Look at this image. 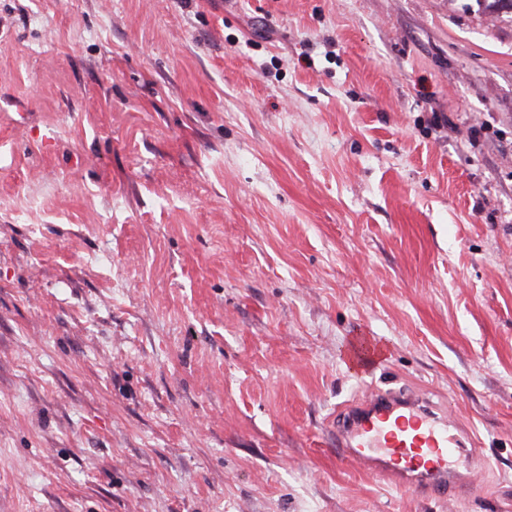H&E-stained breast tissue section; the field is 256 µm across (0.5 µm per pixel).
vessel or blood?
I'll return each mask as SVG.
<instances>
[{
  "label": "vessel or blood",
  "instance_id": "obj_1",
  "mask_svg": "<svg viewBox=\"0 0 512 512\" xmlns=\"http://www.w3.org/2000/svg\"><path fill=\"white\" fill-rule=\"evenodd\" d=\"M361 373L384 360L371 337H356L350 351ZM336 454L391 477L397 486L445 497L468 490L458 461L470 458L462 439L447 420L433 416L418 399L403 394L374 396L354 409L336 432Z\"/></svg>",
  "mask_w": 512,
  "mask_h": 512
}]
</instances>
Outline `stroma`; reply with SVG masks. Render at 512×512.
I'll return each mask as SVG.
<instances>
[{
	"label": "stroma",
	"mask_w": 512,
	"mask_h": 512,
	"mask_svg": "<svg viewBox=\"0 0 512 512\" xmlns=\"http://www.w3.org/2000/svg\"><path fill=\"white\" fill-rule=\"evenodd\" d=\"M387 389L468 493L337 458ZM0 512H512V13L0 0ZM373 341L376 340L370 336H357L351 347L350 357L364 374H370L386 359Z\"/></svg>",
	"instance_id": "35a3bbf8"
}]
</instances>
